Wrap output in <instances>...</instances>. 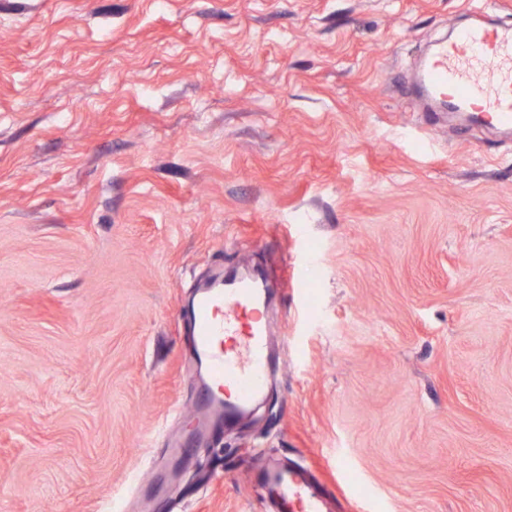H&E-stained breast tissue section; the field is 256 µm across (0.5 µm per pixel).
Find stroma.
Masks as SVG:
<instances>
[{
    "mask_svg": "<svg viewBox=\"0 0 512 512\" xmlns=\"http://www.w3.org/2000/svg\"><path fill=\"white\" fill-rule=\"evenodd\" d=\"M474 23L512 0H0V512H272L274 463L329 512H512V132L406 79ZM240 264L281 363L162 482Z\"/></svg>",
    "mask_w": 512,
    "mask_h": 512,
    "instance_id": "35a3bbf8",
    "label": "stroma"
}]
</instances>
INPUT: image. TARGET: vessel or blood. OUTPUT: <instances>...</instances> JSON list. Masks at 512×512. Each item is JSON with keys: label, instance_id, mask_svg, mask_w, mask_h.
Segmentation results:
<instances>
[{"label": "vessel or blood", "instance_id": "1", "mask_svg": "<svg viewBox=\"0 0 512 512\" xmlns=\"http://www.w3.org/2000/svg\"><path fill=\"white\" fill-rule=\"evenodd\" d=\"M429 98L453 104L479 123L512 129V26L461 27L437 43L416 75ZM274 298L266 276L229 269L201 283L192 307V359L198 400L193 426L170 457L186 460L196 443L248 416L263 399L277 362L265 316ZM275 512H327L312 475L303 468H269L261 478Z\"/></svg>", "mask_w": 512, "mask_h": 512}]
</instances>
